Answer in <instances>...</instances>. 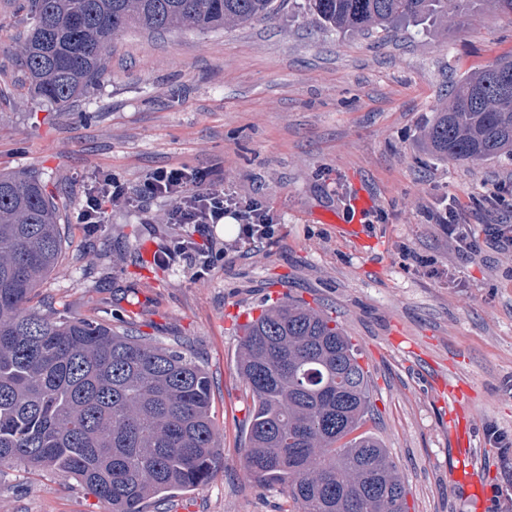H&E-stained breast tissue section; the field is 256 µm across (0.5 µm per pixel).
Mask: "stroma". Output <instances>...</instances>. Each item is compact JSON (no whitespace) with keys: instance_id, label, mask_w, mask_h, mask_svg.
I'll list each match as a JSON object with an SVG mask.
<instances>
[{"instance_id":"stroma-1","label":"stroma","mask_w":512,"mask_h":512,"mask_svg":"<svg viewBox=\"0 0 512 512\" xmlns=\"http://www.w3.org/2000/svg\"><path fill=\"white\" fill-rule=\"evenodd\" d=\"M24 3L0 0V171L38 176L63 233L31 307L175 346L212 378L221 466L166 512H280V487L244 467L252 401L236 355L240 314L286 293L330 313L357 349L367 427L398 466L409 512H493V487L512 474V453L500 458L485 436L512 434V158L441 159L422 131L452 82L512 55V15L476 6L459 26L370 37L326 29L281 0L268 18L223 30L132 27L108 37L103 79L62 111L28 91ZM178 165L270 202L277 240L223 256L198 279L141 250L176 238L168 201L111 211L94 230L79 223L103 174L135 188ZM360 189L374 199L371 248L322 221ZM445 198L472 229L468 252L428 219ZM450 382L465 386L479 498L452 479ZM0 512L105 507L72 478L12 465L0 468Z\"/></svg>"}]
</instances>
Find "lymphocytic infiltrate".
<instances>
[{
  "mask_svg": "<svg viewBox=\"0 0 512 512\" xmlns=\"http://www.w3.org/2000/svg\"><path fill=\"white\" fill-rule=\"evenodd\" d=\"M158 198L170 201L167 221L178 226L180 234L173 246L156 253V261L166 265L180 259L199 276L211 270L219 255L213 225L227 218L235 221L238 230L231 246L236 250L273 242L279 232V216L265 201L239 195L223 181L207 179L184 166L157 169L134 189L104 179L88 192L78 219L93 228L106 223L109 209L138 207Z\"/></svg>",
  "mask_w": 512,
  "mask_h": 512,
  "instance_id": "lymphocytic-infiltrate-1",
  "label": "lymphocytic infiltrate"
}]
</instances>
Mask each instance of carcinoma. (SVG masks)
<instances>
[{
  "label": "carcinoma",
  "instance_id": "carcinoma-1",
  "mask_svg": "<svg viewBox=\"0 0 512 512\" xmlns=\"http://www.w3.org/2000/svg\"><path fill=\"white\" fill-rule=\"evenodd\" d=\"M460 16L479 0H305L325 28L383 32ZM30 91L68 108L102 76L105 38L132 24L215 30L275 11V0H31ZM512 57L464 74L424 130L452 161L512 157ZM62 252L60 214L30 173H0V466L80 481L107 512H145L210 481L221 452L209 374L176 348L87 319L31 311ZM239 377L253 397L244 465L279 485L291 512H408L388 450L363 430L368 378L348 336L308 304L279 301L242 326Z\"/></svg>",
  "mask_w": 512,
  "mask_h": 512
}]
</instances>
